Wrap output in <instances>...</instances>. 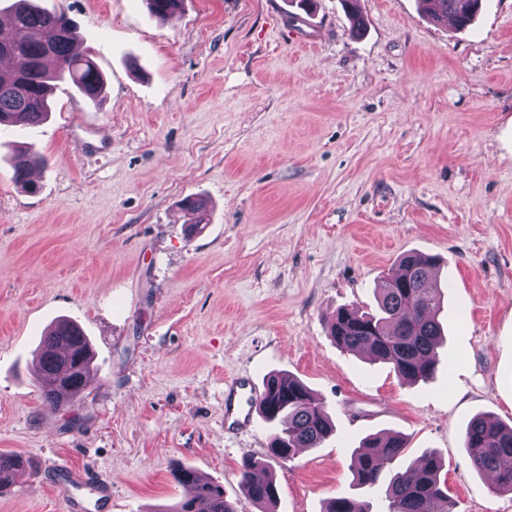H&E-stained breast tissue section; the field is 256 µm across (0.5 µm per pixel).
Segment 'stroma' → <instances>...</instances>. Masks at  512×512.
<instances>
[{
    "instance_id": "35a3bbf8",
    "label": "stroma",
    "mask_w": 512,
    "mask_h": 512,
    "mask_svg": "<svg viewBox=\"0 0 512 512\" xmlns=\"http://www.w3.org/2000/svg\"><path fill=\"white\" fill-rule=\"evenodd\" d=\"M73 20L104 79L100 104L58 84L40 125L0 128V452L27 464L0 512H65L54 489L107 481L86 512H158L185 495L174 467L261 512L239 477L273 428L224 426V383L285 371L336 432L273 464L277 512L354 496L352 454L401 433L406 469L444 461L453 512H512L463 448L469 420L512 424V0L457 31L416 0H41ZM42 154L31 194L14 148ZM208 204L187 235L184 198ZM407 252L438 256L435 377L400 382L328 334L373 304ZM60 318L94 370L73 406H45L34 360Z\"/></svg>"
}]
</instances>
